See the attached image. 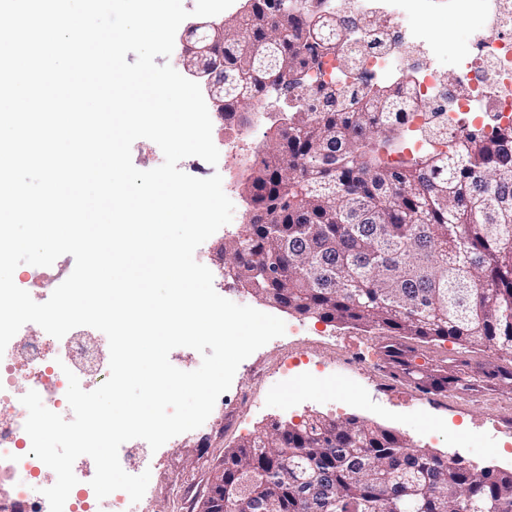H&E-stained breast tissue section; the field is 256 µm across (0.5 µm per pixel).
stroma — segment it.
Here are the masks:
<instances>
[{
    "mask_svg": "<svg viewBox=\"0 0 512 512\" xmlns=\"http://www.w3.org/2000/svg\"><path fill=\"white\" fill-rule=\"evenodd\" d=\"M425 25L440 53L433 66L453 75L451 51L468 37L472 18L435 13ZM268 126L263 120L243 128L233 150L220 156L217 165L187 157L179 167L196 178L220 174L223 188L244 200L240 175L260 157ZM244 221V210H235L231 223L197 248L195 259L211 270L219 295L279 317L286 331L239 365L231 387L202 427L173 437L155 451L144 440H130L136 456L122 461V468L132 475L150 471L151 479L143 498L127 504L126 512H199L210 476L225 452L253 440L273 422L298 424L316 415L380 425L400 433L412 447L468 468L512 470V392L488 379L466 398L453 388L426 393L389 363L382 352L388 337L304 318L249 293L225 276L221 252L225 238ZM418 352L426 367H444L463 377L473 365L485 362L512 371V358L450 341L419 346Z\"/></svg>",
    "mask_w": 512,
    "mask_h": 512,
    "instance_id": "35a3bbf8",
    "label": "stroma"
}]
</instances>
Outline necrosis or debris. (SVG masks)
<instances>
[{
    "mask_svg": "<svg viewBox=\"0 0 512 512\" xmlns=\"http://www.w3.org/2000/svg\"><path fill=\"white\" fill-rule=\"evenodd\" d=\"M350 11H340L335 0H321V8L342 21L341 42L335 55L326 57L323 79H335L347 94L360 90L367 79L390 75L407 79L427 104L418 124L435 115L445 116L448 142H456L470 127L499 123L512 125V0H351ZM465 11L479 22L470 37L455 50V79L446 85L438 68H417L412 61L432 48L428 35L414 25L416 17L441 8ZM92 353L77 337L66 342L45 334L23 348H11L0 357V468L8 470L18 497L30 502L32 512H45L44 488L53 484L43 463L31 454V440L24 430L27 410L13 380L27 372L29 387L43 404L64 419L73 412L66 400L68 381L64 368L74 369L83 390L100 386L105 377L88 369ZM78 479L63 512H113L116 497L97 499L86 466L75 470Z\"/></svg>",
    "mask_w": 512,
    "mask_h": 512,
    "instance_id": "necrosis-or-debris-1",
    "label": "necrosis or debris"
}]
</instances>
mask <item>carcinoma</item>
<instances>
[{"instance_id":"carcinoma-1","label":"carcinoma","mask_w":512,"mask_h":512,"mask_svg":"<svg viewBox=\"0 0 512 512\" xmlns=\"http://www.w3.org/2000/svg\"><path fill=\"white\" fill-rule=\"evenodd\" d=\"M207 77L224 83L225 119L273 90L293 104L270 124L244 180L250 209L224 241V269L300 316L451 340L512 358V126L435 132L405 143L424 103L411 83H367L336 109L313 84L336 47V17L314 0H244ZM288 142V159L279 154ZM428 392L460 378L407 360ZM224 494L242 512H512V471L471 470L356 417L275 423L224 455Z\"/></svg>"}]
</instances>
